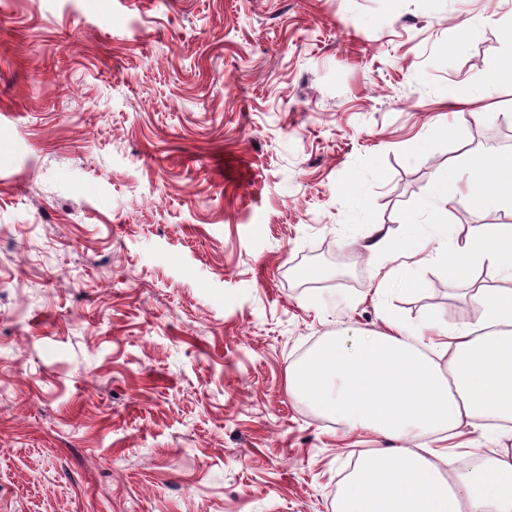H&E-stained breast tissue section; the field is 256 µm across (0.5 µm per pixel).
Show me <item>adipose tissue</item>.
Wrapping results in <instances>:
<instances>
[{
    "label": "adipose tissue",
    "instance_id": "obj_1",
    "mask_svg": "<svg viewBox=\"0 0 512 512\" xmlns=\"http://www.w3.org/2000/svg\"><path fill=\"white\" fill-rule=\"evenodd\" d=\"M462 191L476 207L512 210V154L449 166L431 203L445 210ZM406 251L443 259L449 281L486 267L500 283L474 291L486 313L479 327L444 328L434 341L389 313L383 329L326 339L289 368L291 395L392 442L360 455L333 512H512V450L474 456L462 474L447 449L412 445L464 423L512 421V225L471 226L447 247L415 230Z\"/></svg>",
    "mask_w": 512,
    "mask_h": 512
}]
</instances>
